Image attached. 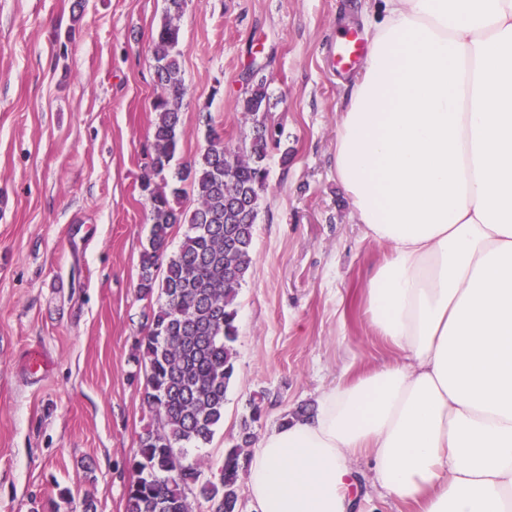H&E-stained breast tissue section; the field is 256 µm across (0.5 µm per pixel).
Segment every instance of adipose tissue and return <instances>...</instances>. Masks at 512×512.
<instances>
[{
	"label": "adipose tissue",
	"mask_w": 512,
	"mask_h": 512,
	"mask_svg": "<svg viewBox=\"0 0 512 512\" xmlns=\"http://www.w3.org/2000/svg\"><path fill=\"white\" fill-rule=\"evenodd\" d=\"M333 166L400 357L262 436L256 512H352L362 457L419 512H512V0H374Z\"/></svg>",
	"instance_id": "ef3b65f1"
}]
</instances>
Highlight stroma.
Returning a JSON list of instances; mask_svg holds the SVG:
<instances>
[{
  "label": "stroma",
  "mask_w": 512,
  "mask_h": 512,
  "mask_svg": "<svg viewBox=\"0 0 512 512\" xmlns=\"http://www.w3.org/2000/svg\"><path fill=\"white\" fill-rule=\"evenodd\" d=\"M369 0H189L179 21L180 160L207 125L242 145L239 101L263 67L280 146L236 300V373L211 443L217 475L253 395L256 436L320 394L397 359L370 326L363 289L385 249L364 237L332 156L353 82L332 69L345 25L368 33ZM163 0H0V512H124L128 460L150 423L133 361L149 205L140 189L155 118L151 35ZM48 372L30 375L26 352ZM357 512H416L357 465Z\"/></svg>",
  "instance_id": "1"
}]
</instances>
